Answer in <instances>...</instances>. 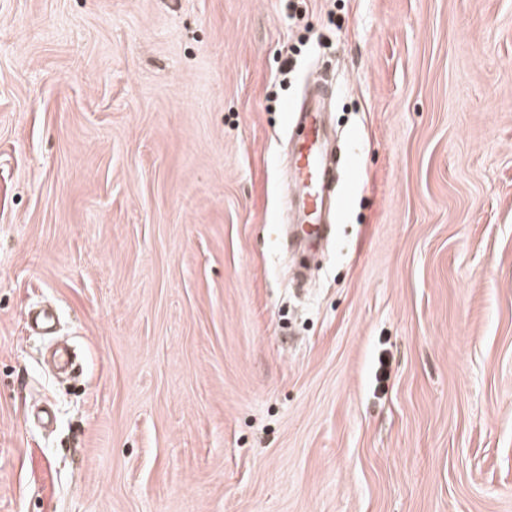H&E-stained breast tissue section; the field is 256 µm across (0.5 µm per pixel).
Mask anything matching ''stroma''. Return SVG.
Here are the masks:
<instances>
[{
    "mask_svg": "<svg viewBox=\"0 0 512 512\" xmlns=\"http://www.w3.org/2000/svg\"><path fill=\"white\" fill-rule=\"evenodd\" d=\"M326 65L354 175L296 308ZM0 512H512V0H0ZM333 89L320 83L310 97V104L299 111L287 103L285 112L295 130L292 173L295 199L307 212L300 223L292 225L295 237L309 252H315L332 224L344 213L345 201L336 196V168L324 163V106L331 99ZM289 112V114H288ZM327 201L328 219L322 218ZM319 269H320V265L314 258H310L306 262V267L300 266V263L297 264L292 259V260H290L289 263H288V261L286 263L285 276H286L288 283L292 280L293 281L297 280V281H304L305 284L311 285V284L315 283L317 276H318Z\"/></svg>",
    "mask_w": 512,
    "mask_h": 512,
    "instance_id": "1",
    "label": "stroma"
}]
</instances>
